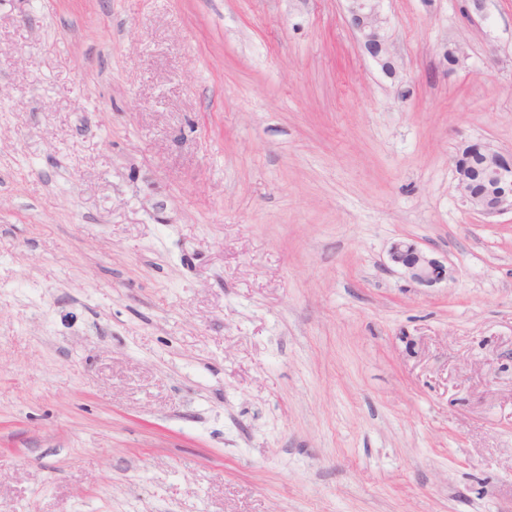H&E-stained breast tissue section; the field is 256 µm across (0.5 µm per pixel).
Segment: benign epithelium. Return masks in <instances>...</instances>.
Listing matches in <instances>:
<instances>
[{"label":"benign epithelium","instance_id":"1","mask_svg":"<svg viewBox=\"0 0 512 512\" xmlns=\"http://www.w3.org/2000/svg\"><path fill=\"white\" fill-rule=\"evenodd\" d=\"M349 21L369 56L390 77L397 74L392 41L387 32L384 0H346ZM457 189L473 210L494 217L512 210V156L491 144L466 145L456 162ZM389 260L411 282L433 287L452 279V270L414 242L392 245Z\"/></svg>","mask_w":512,"mask_h":512}]
</instances>
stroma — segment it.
I'll list each match as a JSON object with an SVG mask.
<instances>
[{"label": "stroma", "mask_w": 512, "mask_h": 512, "mask_svg": "<svg viewBox=\"0 0 512 512\" xmlns=\"http://www.w3.org/2000/svg\"><path fill=\"white\" fill-rule=\"evenodd\" d=\"M386 13L0 0V512H512V0ZM349 21L369 56L387 76L397 74L393 45L387 32L384 0H346ZM457 189L473 210L494 217L512 210V156L491 144L466 145L456 162ZM389 260L408 280L420 286L433 287L452 279L448 263L433 257L414 242L394 243Z\"/></svg>", "instance_id": "35a3bbf8"}]
</instances>
